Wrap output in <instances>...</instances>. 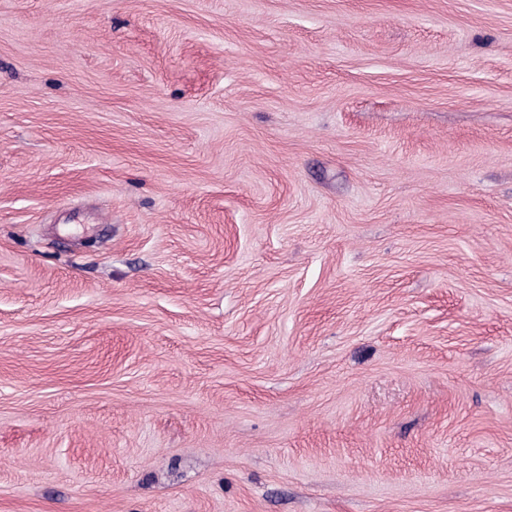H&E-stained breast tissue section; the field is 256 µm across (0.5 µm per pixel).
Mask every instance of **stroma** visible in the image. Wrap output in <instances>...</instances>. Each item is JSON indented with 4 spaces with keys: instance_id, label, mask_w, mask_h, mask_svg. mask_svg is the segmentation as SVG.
Segmentation results:
<instances>
[{
    "instance_id": "1",
    "label": "stroma",
    "mask_w": 512,
    "mask_h": 512,
    "mask_svg": "<svg viewBox=\"0 0 512 512\" xmlns=\"http://www.w3.org/2000/svg\"><path fill=\"white\" fill-rule=\"evenodd\" d=\"M0 512H512V0H0Z\"/></svg>"
}]
</instances>
